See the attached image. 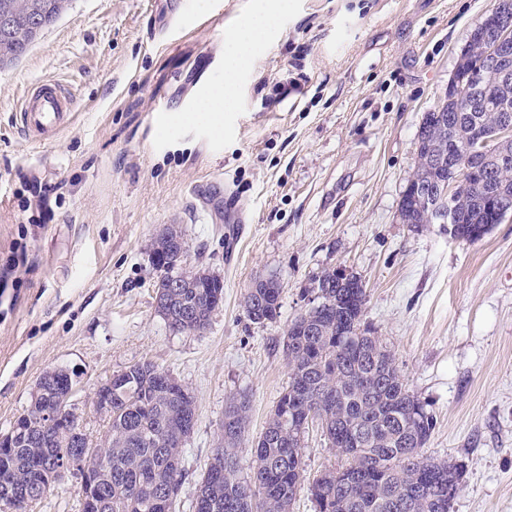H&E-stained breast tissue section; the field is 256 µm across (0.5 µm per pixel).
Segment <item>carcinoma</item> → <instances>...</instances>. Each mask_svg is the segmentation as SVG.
<instances>
[{
  "mask_svg": "<svg viewBox=\"0 0 512 512\" xmlns=\"http://www.w3.org/2000/svg\"><path fill=\"white\" fill-rule=\"evenodd\" d=\"M61 16V0H47L36 22L42 31ZM35 40L32 33L14 36L9 61L23 56ZM489 84L495 83L491 67L480 48L466 52ZM465 138L457 133L444 139L442 153L418 152L414 175L440 176L448 160H462ZM502 184L512 194V162L498 166L479 187L458 191L443 199L455 218L458 237L471 242L483 238L503 221L494 189ZM401 214L410 224L429 222L420 193L409 190L401 199ZM153 256L165 273L188 278V287L168 298L158 313L166 324L185 333L199 332L224 303V277L214 271L187 267L186 243L180 229L169 230L154 241ZM319 305L291 321L282 349L290 380L270 413L264 431L251 446L252 475L240 476L236 451L246 426V404H234L224 414V447L217 450L204 473L198 495L203 512H290L303 478L301 440L288 435V426L301 427L318 419L337 455L345 458L338 469L328 470L310 485L315 512H449L448 491H458L461 466L424 456L434 428L426 402L409 390L391 353L379 337L363 327L366 290L361 280L348 288L339 283L336 270L325 271L317 281ZM282 287L274 277L258 278L244 298L249 320L275 321L280 314ZM362 330L365 350L340 347L341 337ZM164 370L150 362L138 363L112 375V416L104 449L109 472L103 482L107 503L102 512H172L184 477L182 448L195 420L196 402L182 385L166 386ZM57 378L55 386L36 407L64 409L62 395L67 375L54 370L43 377ZM60 425L36 428L13 438V448L0 452V489L34 475L43 464L68 454ZM357 431L363 446L344 448L337 435Z\"/></svg>",
  "mask_w": 512,
  "mask_h": 512,
  "instance_id": "carcinoma-1",
  "label": "carcinoma"
}]
</instances>
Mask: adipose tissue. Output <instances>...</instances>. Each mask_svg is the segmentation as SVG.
Masks as SVG:
<instances>
[{"label": "adipose tissue", "mask_w": 512, "mask_h": 512, "mask_svg": "<svg viewBox=\"0 0 512 512\" xmlns=\"http://www.w3.org/2000/svg\"><path fill=\"white\" fill-rule=\"evenodd\" d=\"M290 7L289 0H254L249 15L224 33L225 82L215 84L199 99L194 112L197 121L213 131H221V115L232 104L231 77L247 68L260 45L278 25L280 16Z\"/></svg>", "instance_id": "1"}]
</instances>
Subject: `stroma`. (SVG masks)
I'll list each match as a JSON object with an SVG mask.
<instances>
[{"label": "stroma", "mask_w": 512, "mask_h": 512, "mask_svg": "<svg viewBox=\"0 0 512 512\" xmlns=\"http://www.w3.org/2000/svg\"><path fill=\"white\" fill-rule=\"evenodd\" d=\"M188 2L182 27L162 36L165 0H72L0 67V435L40 377L64 369L79 427L99 444L108 420L96 390L151 362L196 399L175 507L194 512L239 401L249 476L250 445L289 382L279 343L316 279L341 266L366 289V326L434 417L425 456L463 467L450 512H512V216L465 243L400 213L423 116L496 0H293L233 79L218 135L187 116L223 79L224 32L250 0ZM46 80L70 88L75 109L39 143L15 115ZM170 224L188 263L224 278V305L199 334L173 333L156 311L151 243ZM271 276L280 315L258 325L244 295ZM302 452L291 512H315L311 483L342 459L316 423ZM79 488L69 475L30 512H81Z\"/></svg>", "instance_id": "35a3bbf8"}]
</instances>
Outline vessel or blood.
Instances as JSON below:
<instances>
[{"instance_id":"vessel-or-blood-1","label":"vessel or blood","mask_w":512,"mask_h":512,"mask_svg":"<svg viewBox=\"0 0 512 512\" xmlns=\"http://www.w3.org/2000/svg\"><path fill=\"white\" fill-rule=\"evenodd\" d=\"M71 118V98L51 80L33 87L23 99L19 112L23 131L38 142L55 138Z\"/></svg>"}]
</instances>
